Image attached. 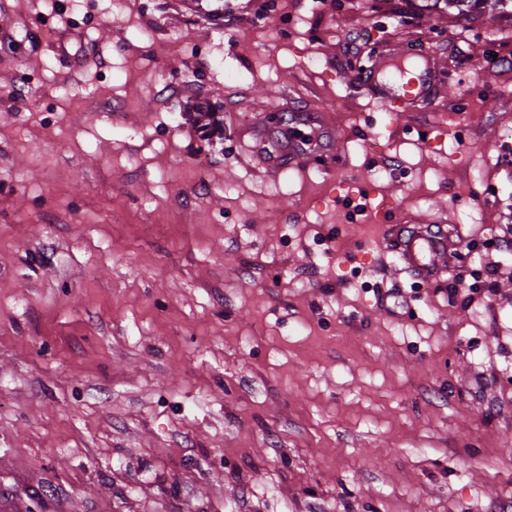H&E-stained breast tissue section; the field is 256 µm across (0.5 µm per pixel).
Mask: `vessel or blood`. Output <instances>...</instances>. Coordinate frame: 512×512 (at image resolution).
<instances>
[{"label":"vessel or blood","mask_w":512,"mask_h":512,"mask_svg":"<svg viewBox=\"0 0 512 512\" xmlns=\"http://www.w3.org/2000/svg\"><path fill=\"white\" fill-rule=\"evenodd\" d=\"M437 81V68L429 53L413 57L402 47L374 59L363 72L361 84L377 103L400 118L417 104L432 101ZM391 248L405 268L423 280L433 278L448 258L446 234L434 233L428 224L400 226Z\"/></svg>","instance_id":"vessel-or-blood-1"}]
</instances>
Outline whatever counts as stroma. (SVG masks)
I'll use <instances>...</instances> for the list:
<instances>
[{
    "instance_id": "35a3bbf8",
    "label": "stroma",
    "mask_w": 512,
    "mask_h": 512,
    "mask_svg": "<svg viewBox=\"0 0 512 512\" xmlns=\"http://www.w3.org/2000/svg\"><path fill=\"white\" fill-rule=\"evenodd\" d=\"M404 45L445 87L394 129ZM310 113L304 166L239 141ZM510 226V12L0 0V512H512ZM410 49L402 47L377 57L362 73L360 83L370 96L399 119L419 103L433 100L439 80L436 65L427 52L410 58ZM433 224L401 225L391 244L406 269L423 280L434 277L448 258V232L434 234Z\"/></svg>"
}]
</instances>
